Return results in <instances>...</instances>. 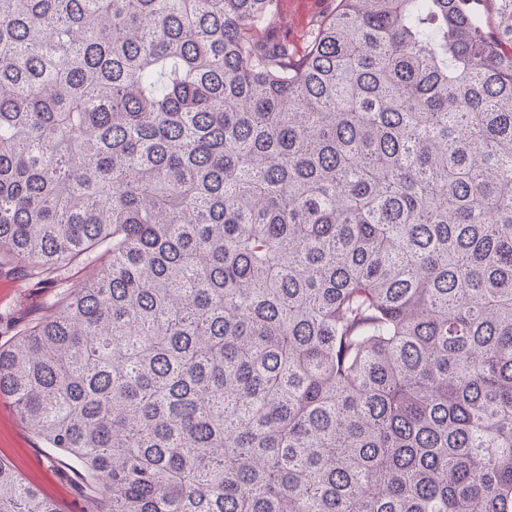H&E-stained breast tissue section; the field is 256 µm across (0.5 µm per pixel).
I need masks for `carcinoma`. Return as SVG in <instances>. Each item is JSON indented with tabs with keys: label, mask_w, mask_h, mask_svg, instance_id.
Wrapping results in <instances>:
<instances>
[{
	"label": "carcinoma",
	"mask_w": 512,
	"mask_h": 512,
	"mask_svg": "<svg viewBox=\"0 0 512 512\" xmlns=\"http://www.w3.org/2000/svg\"><path fill=\"white\" fill-rule=\"evenodd\" d=\"M278 14L0 0V267L86 278L0 393L89 512H512V0ZM300 1L302 3L294 4H288L290 0L280 1V17L276 36L280 40L287 41L299 54H303L311 22L317 17L330 15L336 7V0Z\"/></svg>",
	"instance_id": "cac0c4a2"
}]
</instances>
